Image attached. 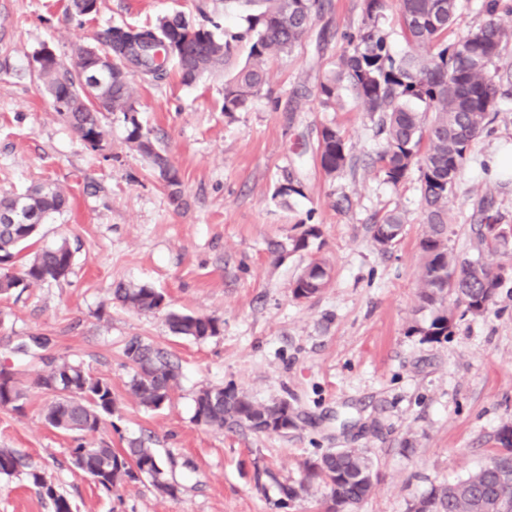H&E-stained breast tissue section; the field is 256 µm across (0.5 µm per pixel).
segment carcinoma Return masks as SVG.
I'll list each match as a JSON object with an SVG mask.
<instances>
[{"instance_id": "obj_1", "label": "carcinoma", "mask_w": 512, "mask_h": 512, "mask_svg": "<svg viewBox=\"0 0 512 512\" xmlns=\"http://www.w3.org/2000/svg\"><path fill=\"white\" fill-rule=\"evenodd\" d=\"M243 3L257 10L243 16L237 28L224 27L219 35L204 24L192 25L182 15L162 18L155 26H113L100 47L118 59L112 71L94 79L82 72L85 47L65 63L54 58L36 72L52 99L55 111L73 128L85 146L92 149L105 136L104 112L122 113L127 142L149 158L172 198L180 196L178 170L161 152L150 130L134 116L130 71L120 59L125 52L136 54L139 65L161 79L167 64L175 62L186 85L197 81L218 65L230 64L239 47L245 45V62L236 66L224 83V112H236L261 93L267 83L266 61L272 53L289 54L304 45L314 18L325 10L324 0H224ZM500 0H484L487 19L477 29L447 43L458 0H400V25L410 51L396 57L389 35L379 19L384 0H363L362 23L346 31V49L329 67L319 83L318 97L325 108L342 104L349 93L377 127L383 147L375 163L383 181L397 186L412 171L419 172L418 191L426 230L419 241L424 264L419 281L420 309L430 319L414 328L425 339L437 341L451 333L455 308L448 297L463 305V313L481 316L494 303L505 282L507 268H492L482 252L507 254L512 251V226L491 214L492 201L478 203L480 215L476 255L460 257L448 245V202L469 148L488 130L490 115L498 99L512 93V65L503 62V51L512 44V29L498 21ZM320 168L328 175L344 173L350 164L349 148L340 131L323 125L317 132L315 149ZM276 195L290 199L303 195V185L290 171L277 187ZM66 191L56 185L33 189L25 194L0 198V213H12L16 222L0 221V295L26 290L66 279L72 272L74 252L67 241L35 252L21 272L13 271L16 256L28 246L39 226L68 208ZM406 224L397 208L386 211L371 225L372 240L383 252L398 245ZM300 234L292 239V251L309 249L321 235L316 224L299 223ZM331 281V268L312 258L291 283L294 298L308 299ZM112 295L122 305L143 312L167 308L163 292L145 285L118 283ZM170 332L179 337L205 339L220 334L219 320L209 316L169 311ZM124 354L133 374L128 393L141 406L156 410L169 399L179 376L170 355L139 338L131 339ZM38 385L52 399L44 408V420L65 434H85L118 410L112 382L94 376L72 362L48 358L38 375ZM26 392L15 373L0 367V408L17 415L25 412ZM286 400L257 403L232 387H209L195 398L197 422L217 430L276 433L295 413L288 412ZM502 448L464 479L433 489L419 500L427 512H512V429L500 433ZM72 459L80 471L98 477L97 484L112 489L141 476L151 478L161 496L174 497L177 487L159 481L154 473L163 468L156 449L146 442L132 441L126 448L102 443L88 448L79 443ZM24 466L8 448H0V475H10ZM29 478L52 506L53 512H71L67 497L57 491L45 475L33 468ZM377 474L369 457L359 448H340L307 464L298 486L284 488L292 502L319 481L327 489L325 512H349L370 496Z\"/></svg>"}]
</instances>
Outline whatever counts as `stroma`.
<instances>
[{"mask_svg": "<svg viewBox=\"0 0 512 512\" xmlns=\"http://www.w3.org/2000/svg\"><path fill=\"white\" fill-rule=\"evenodd\" d=\"M328 3L311 28L325 33L323 48L270 55L263 91L232 114L224 112L223 68L190 86L174 67L157 81L132 73L135 116L179 172L175 199L127 143L122 114H106L103 143L88 149L55 111L31 56L45 45L68 61L110 27L175 13L236 25L240 11L224 0H98L96 13L79 16L69 0H0V196L40 183L64 188L70 207L42 224L37 244L65 238L75 251L66 280L0 297V366L15 372L28 397L24 415L0 409V448L26 461L0 476V512H52L27 475L30 464L73 512H320L322 484L286 508L282 489L297 484L306 462L339 448L365 449L379 473L359 512H411L432 488L467 476L499 448L501 430L512 427V279L487 313L457 320L448 340L414 333L426 317L417 179L383 182L373 164L383 141L352 99L335 110L321 105V74L342 54V33L362 21V0ZM497 109L449 204L448 244L464 257L481 197L512 225V96ZM325 124L341 130L352 157L338 177L313 159ZM292 167L303 195L275 198ZM393 208L407 223L383 253L370 226ZM308 215L322 235L309 252H290ZM314 255L328 259L332 283L294 299L290 285ZM128 281L163 291L175 310L217 318L219 335L180 338L164 313L121 306L112 289ZM33 336L49 339L48 355L112 382L119 409L86 443L151 440L176 496L159 495L145 477L108 491L74 468L72 436L43 417V362L16 351ZM134 338L164 349L180 368L161 409H145L127 392L124 348ZM209 386L259 402L288 400L302 420L272 435L210 429L194 419L195 397Z\"/></svg>", "mask_w": 512, "mask_h": 512, "instance_id": "obj_1", "label": "stroma"}]
</instances>
